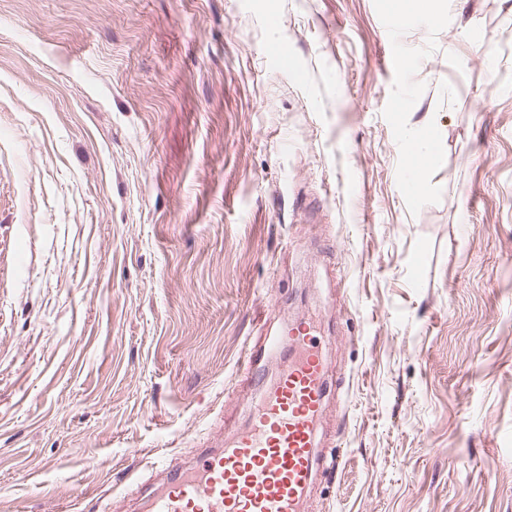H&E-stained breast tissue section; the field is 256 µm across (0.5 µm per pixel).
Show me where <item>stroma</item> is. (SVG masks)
I'll list each match as a JSON object with an SVG mask.
<instances>
[{
	"label": "stroma",
	"instance_id": "35a3bbf8",
	"mask_svg": "<svg viewBox=\"0 0 512 512\" xmlns=\"http://www.w3.org/2000/svg\"><path fill=\"white\" fill-rule=\"evenodd\" d=\"M438 8L0 0V512H140L266 311L329 363L308 512H512V0Z\"/></svg>",
	"mask_w": 512,
	"mask_h": 512
}]
</instances>
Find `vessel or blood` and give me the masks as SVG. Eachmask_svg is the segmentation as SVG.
Here are the masks:
<instances>
[{"label":"vessel or blood","mask_w":512,"mask_h":512,"mask_svg":"<svg viewBox=\"0 0 512 512\" xmlns=\"http://www.w3.org/2000/svg\"><path fill=\"white\" fill-rule=\"evenodd\" d=\"M283 356L287 365L265 388L245 430L223 447L195 452L192 464L158 463L163 478L145 492L143 512H302L319 464L328 369L303 321L245 352L255 371Z\"/></svg>","instance_id":"obj_1"}]
</instances>
